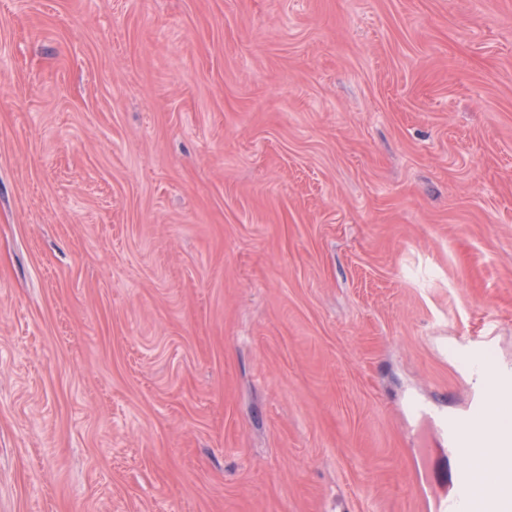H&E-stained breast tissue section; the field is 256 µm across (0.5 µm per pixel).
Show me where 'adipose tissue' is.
Listing matches in <instances>:
<instances>
[{"instance_id":"1","label":"adipose tissue","mask_w":512,"mask_h":512,"mask_svg":"<svg viewBox=\"0 0 512 512\" xmlns=\"http://www.w3.org/2000/svg\"><path fill=\"white\" fill-rule=\"evenodd\" d=\"M488 408L493 421L485 427L479 448L473 449L470 458L465 461L476 484L482 489L499 482L501 450L496 447L494 439L503 429L512 427V402L504 400L494 391L489 395Z\"/></svg>"}]
</instances>
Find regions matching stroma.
<instances>
[{
    "label": "stroma",
    "instance_id": "35a3bbf8",
    "mask_svg": "<svg viewBox=\"0 0 512 512\" xmlns=\"http://www.w3.org/2000/svg\"><path fill=\"white\" fill-rule=\"evenodd\" d=\"M512 369V0H0V512H435Z\"/></svg>",
    "mask_w": 512,
    "mask_h": 512
}]
</instances>
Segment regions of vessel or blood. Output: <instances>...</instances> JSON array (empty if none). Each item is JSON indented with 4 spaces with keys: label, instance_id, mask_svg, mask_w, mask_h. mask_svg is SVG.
<instances>
[{
    "label": "vessel or blood",
    "instance_id": "obj_1",
    "mask_svg": "<svg viewBox=\"0 0 512 512\" xmlns=\"http://www.w3.org/2000/svg\"><path fill=\"white\" fill-rule=\"evenodd\" d=\"M489 420L490 415L483 399L473 398L463 416L448 420L444 435L449 451L462 453L466 438L477 437ZM501 446L504 450V475L500 483L482 493H474L471 471L459 469L455 476L456 494L439 500L435 506L436 512H512V431L504 435Z\"/></svg>",
    "mask_w": 512,
    "mask_h": 512
}]
</instances>
